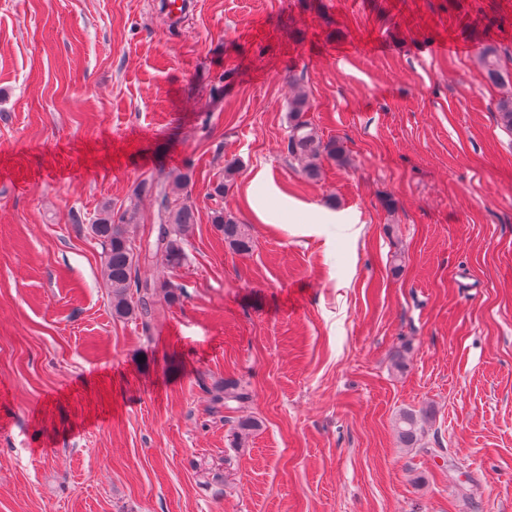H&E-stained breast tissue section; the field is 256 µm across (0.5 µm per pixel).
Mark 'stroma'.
I'll use <instances>...</instances> for the list:
<instances>
[{"label":"stroma","mask_w":512,"mask_h":512,"mask_svg":"<svg viewBox=\"0 0 512 512\" xmlns=\"http://www.w3.org/2000/svg\"><path fill=\"white\" fill-rule=\"evenodd\" d=\"M161 2L0 0V512H512V0ZM161 170L196 222L148 338L90 222ZM310 103L305 94L296 95L289 103L290 126L286 150L289 158L302 164L305 174L317 178L320 174V157L326 155L337 162L345 159L343 147L336 142L324 144L312 123L305 118ZM224 172L225 183L224 179L218 181L211 193V198L215 201V208L211 211V222L216 231L224 236V243L230 249L239 254H248L252 250V238L247 225L238 224L233 216L224 213L222 201L227 190L228 178L233 174L232 165H226ZM210 395V409H241L252 401V394L249 389L234 379H224V382L217 383L212 387H204ZM236 404L235 407L232 405ZM427 410L407 409L398 414L395 424L400 441L407 448L417 445L423 421L427 418Z\"/></svg>","instance_id":"stroma-1"}]
</instances>
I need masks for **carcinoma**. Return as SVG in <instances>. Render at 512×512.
<instances>
[{
    "label": "carcinoma",
    "instance_id": "carcinoma-1",
    "mask_svg": "<svg viewBox=\"0 0 512 512\" xmlns=\"http://www.w3.org/2000/svg\"><path fill=\"white\" fill-rule=\"evenodd\" d=\"M481 64L488 78L499 81L498 50L487 48ZM310 110L306 95L298 94L289 103L290 126L286 150L288 157L300 162L305 174L314 179L320 174V157L341 162L345 159L343 147L334 142L323 143L312 123L305 118ZM496 111L500 125L512 133V98L497 102ZM191 180L189 172L177 174L162 171L135 184L129 202L117 209L104 205L90 224V229L102 247V266L112 302V316L132 319L147 338L153 336L157 315L158 298L168 304L180 301L182 286L169 279H152L141 274L140 267L150 259L163 257L167 268L177 270L187 262L184 244L193 224L195 213L185 198V190ZM227 190L224 181H218L211 193L215 208L211 211V222L217 232L224 236V243L239 254L252 250V238L247 225L224 212L222 201ZM144 196L154 198L157 204L158 223L152 235L143 238L137 235L139 224L137 202ZM210 395V409H238L252 401L249 389L234 379H226L205 388ZM427 418L424 409L403 410L395 424L400 441L407 448L417 445L423 421Z\"/></svg>",
    "mask_w": 512,
    "mask_h": 512
}]
</instances>
